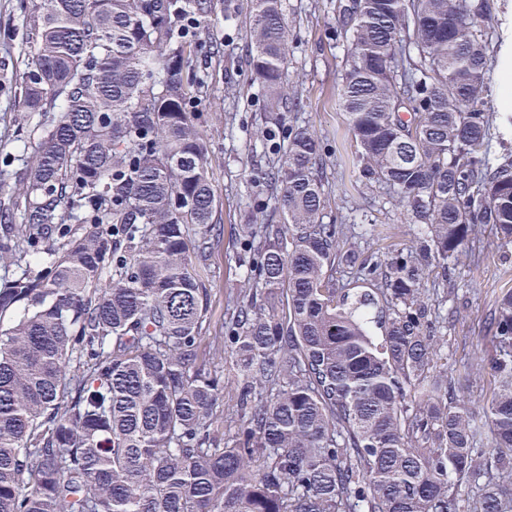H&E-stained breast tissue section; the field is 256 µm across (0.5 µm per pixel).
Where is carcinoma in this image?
I'll list each match as a JSON object with an SVG mask.
<instances>
[{
	"label": "carcinoma",
	"instance_id": "obj_1",
	"mask_svg": "<svg viewBox=\"0 0 512 512\" xmlns=\"http://www.w3.org/2000/svg\"><path fill=\"white\" fill-rule=\"evenodd\" d=\"M15 75L38 143L0 210V512H512V290L472 397L441 369L424 276L512 247V156L485 112L488 0H338L359 175L421 232L358 260L322 222L319 138L288 126L283 0H252L249 69L288 148L253 282L198 365L217 224L193 111L212 0H21ZM20 222H14V212ZM47 257L34 267L39 246ZM352 287H333L336 267ZM231 410L224 437L220 406Z\"/></svg>",
	"mask_w": 512,
	"mask_h": 512
}]
</instances>
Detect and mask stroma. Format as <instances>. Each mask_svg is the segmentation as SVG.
Masks as SVG:
<instances>
[{
	"label": "stroma",
	"instance_id": "obj_1",
	"mask_svg": "<svg viewBox=\"0 0 512 512\" xmlns=\"http://www.w3.org/2000/svg\"><path fill=\"white\" fill-rule=\"evenodd\" d=\"M208 30L199 34L201 93L196 105L211 148L210 179L217 200L220 233L211 241L203 266L210 291V313L204 332L215 348L224 346V330L236 307L239 290L251 274V258L243 244L242 225L255 223L258 200L267 198L264 176L277 169L287 148L285 136L257 140L266 124V93L247 66L251 50L245 19L249 0H213ZM290 26L287 79L296 86L300 104L288 113V124L315 130L325 147L323 176L327 183L323 221L347 224L348 249L360 258L375 251L403 249L417 235L405 223L388 190L365 186L353 163L354 148L347 115L338 103L339 75L347 50L336 35V0H284ZM490 53L495 60L488 96L489 119L499 124L504 95L512 85V0H493ZM220 54H210L212 43ZM29 46L19 0H0V201L11 196L7 174L32 151L37 135L25 121L15 88ZM479 259L463 260L449 281L430 272L424 283L429 298H441L439 314L454 313L443 328L447 336L445 367L464 380L472 362L487 354L484 322L502 293L512 289V255L504 256L490 230Z\"/></svg>",
	"mask_w": 512,
	"mask_h": 512
}]
</instances>
